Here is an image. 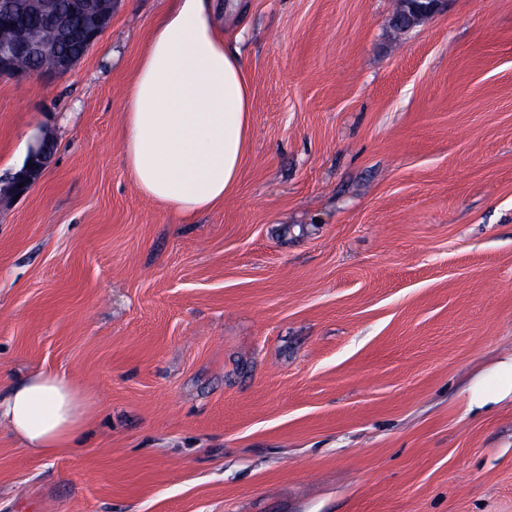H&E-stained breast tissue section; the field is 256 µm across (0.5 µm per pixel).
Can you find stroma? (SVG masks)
I'll use <instances>...</instances> for the list:
<instances>
[{"instance_id": "obj_1", "label": "stroma", "mask_w": 512, "mask_h": 512, "mask_svg": "<svg viewBox=\"0 0 512 512\" xmlns=\"http://www.w3.org/2000/svg\"><path fill=\"white\" fill-rule=\"evenodd\" d=\"M214 0L248 73L235 192L190 222L121 161L166 0L68 72L0 77V384L74 377L73 448L0 427V512H512V0ZM444 3V0H404L400 3L399 22L406 27H412L416 23L437 14ZM53 143V137L45 132L41 137L39 145L34 146L31 150L23 167L11 177L8 185L4 189L5 194L15 197L23 196L29 192L30 188L41 177L52 159L54 153L52 152ZM19 183H23L22 188L17 187ZM468 410L488 409L512 397V357L500 360L479 376L469 387Z\"/></svg>"}]
</instances>
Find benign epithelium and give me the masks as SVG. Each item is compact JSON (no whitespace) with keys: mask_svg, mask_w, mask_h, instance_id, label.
<instances>
[{"mask_svg":"<svg viewBox=\"0 0 512 512\" xmlns=\"http://www.w3.org/2000/svg\"><path fill=\"white\" fill-rule=\"evenodd\" d=\"M444 0H402L399 7V22L412 27L422 20L438 13ZM112 20V0H80L62 9L59 0H42L37 13L31 14L15 0H0V76L27 80L45 75L67 72L80 57L51 48L43 31L52 30L60 40L65 41L79 34L87 46L97 42ZM53 57L48 70L23 68L19 62L24 59ZM53 137L44 133L39 145L33 147L23 167L10 179L4 193L11 196L27 194L34 183L48 167L53 152ZM23 187H17V184Z\"/></svg>","mask_w":512,"mask_h":512,"instance_id":"benign-epithelium-1","label":"benign epithelium"}]
</instances>
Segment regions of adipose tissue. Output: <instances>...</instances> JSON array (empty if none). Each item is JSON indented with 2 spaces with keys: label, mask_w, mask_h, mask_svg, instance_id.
I'll return each mask as SVG.
<instances>
[{
  "label": "adipose tissue",
  "mask_w": 512,
  "mask_h": 512,
  "mask_svg": "<svg viewBox=\"0 0 512 512\" xmlns=\"http://www.w3.org/2000/svg\"><path fill=\"white\" fill-rule=\"evenodd\" d=\"M251 112L247 71L211 0H168L126 96L122 163L138 191L185 220L223 204L249 152ZM468 392L472 411L512 397V357ZM92 412L66 374L34 371L0 392V424L43 457L71 448Z\"/></svg>",
  "instance_id": "adipose-tissue-1"
}]
</instances>
